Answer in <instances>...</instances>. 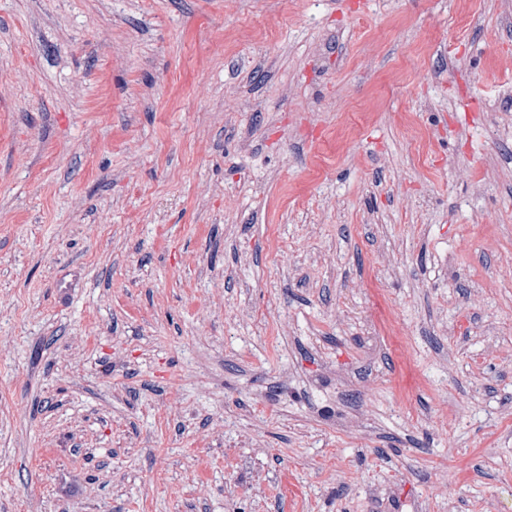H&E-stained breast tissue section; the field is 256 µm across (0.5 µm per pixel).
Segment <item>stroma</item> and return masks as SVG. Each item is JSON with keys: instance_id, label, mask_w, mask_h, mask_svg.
Listing matches in <instances>:
<instances>
[{"instance_id": "stroma-1", "label": "stroma", "mask_w": 512, "mask_h": 512, "mask_svg": "<svg viewBox=\"0 0 512 512\" xmlns=\"http://www.w3.org/2000/svg\"><path fill=\"white\" fill-rule=\"evenodd\" d=\"M512 0H0V512H512Z\"/></svg>"}]
</instances>
